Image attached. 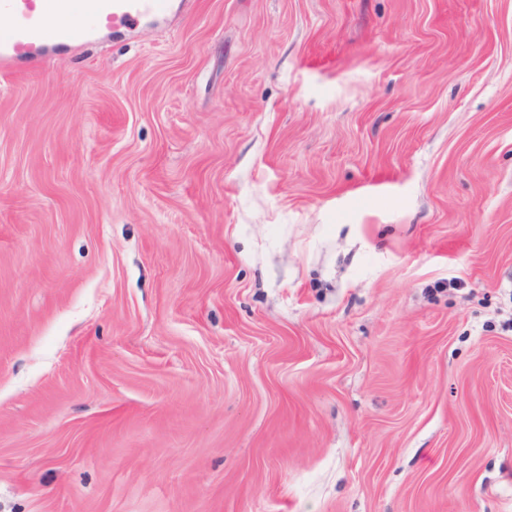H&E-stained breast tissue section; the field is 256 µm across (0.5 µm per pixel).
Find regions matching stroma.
Listing matches in <instances>:
<instances>
[{
    "label": "stroma",
    "instance_id": "obj_1",
    "mask_svg": "<svg viewBox=\"0 0 512 512\" xmlns=\"http://www.w3.org/2000/svg\"><path fill=\"white\" fill-rule=\"evenodd\" d=\"M0 512H512V0L0 73Z\"/></svg>",
    "mask_w": 512,
    "mask_h": 512
}]
</instances>
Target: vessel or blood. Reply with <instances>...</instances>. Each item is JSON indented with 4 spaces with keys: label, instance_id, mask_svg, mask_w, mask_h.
Here are the masks:
<instances>
[{
    "label": "vessel or blood",
    "instance_id": "b4317fda",
    "mask_svg": "<svg viewBox=\"0 0 512 512\" xmlns=\"http://www.w3.org/2000/svg\"><path fill=\"white\" fill-rule=\"evenodd\" d=\"M165 7V0H0V17L9 21L0 30V70L34 69L53 49L92 40L95 27L87 26V18L110 28Z\"/></svg>",
    "mask_w": 512,
    "mask_h": 512
}]
</instances>
